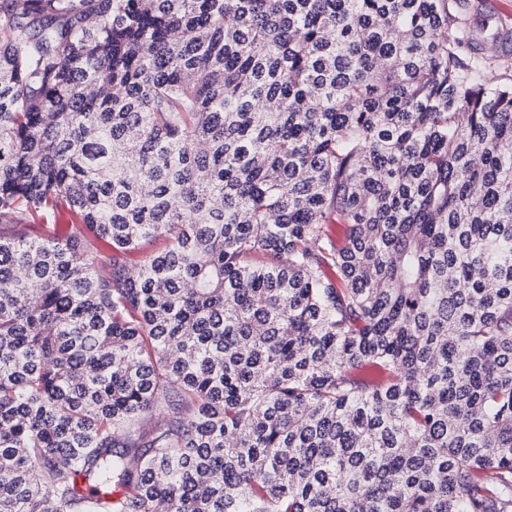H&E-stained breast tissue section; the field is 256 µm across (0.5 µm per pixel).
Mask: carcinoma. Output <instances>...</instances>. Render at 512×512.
Masks as SVG:
<instances>
[{
    "label": "carcinoma",
    "mask_w": 512,
    "mask_h": 512,
    "mask_svg": "<svg viewBox=\"0 0 512 512\" xmlns=\"http://www.w3.org/2000/svg\"><path fill=\"white\" fill-rule=\"evenodd\" d=\"M510 39L0 0V512H512Z\"/></svg>",
    "instance_id": "1"
}]
</instances>
